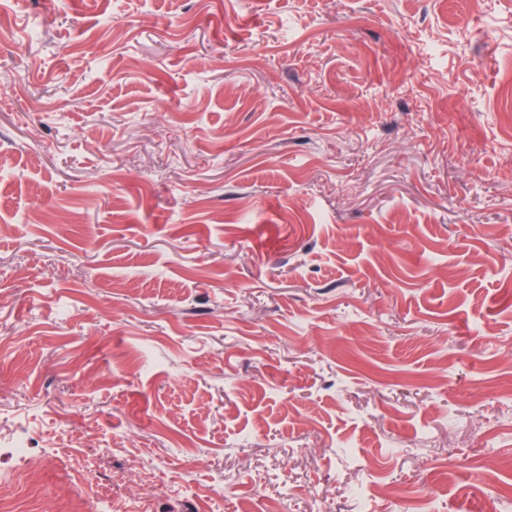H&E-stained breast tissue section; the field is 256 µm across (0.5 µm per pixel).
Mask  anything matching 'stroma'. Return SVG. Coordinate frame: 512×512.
<instances>
[{
	"instance_id": "35a3bbf8",
	"label": "stroma",
	"mask_w": 512,
	"mask_h": 512,
	"mask_svg": "<svg viewBox=\"0 0 512 512\" xmlns=\"http://www.w3.org/2000/svg\"><path fill=\"white\" fill-rule=\"evenodd\" d=\"M509 279L512 0H0V505L512 512Z\"/></svg>"
}]
</instances>
